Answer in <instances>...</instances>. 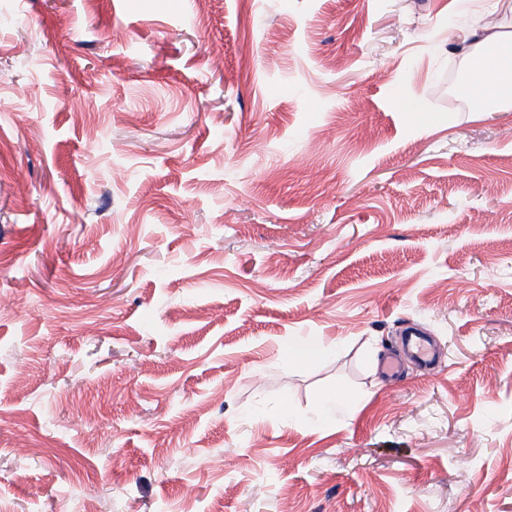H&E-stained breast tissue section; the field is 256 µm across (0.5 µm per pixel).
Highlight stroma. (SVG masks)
I'll return each instance as SVG.
<instances>
[{"label": "stroma", "instance_id": "1", "mask_svg": "<svg viewBox=\"0 0 512 512\" xmlns=\"http://www.w3.org/2000/svg\"><path fill=\"white\" fill-rule=\"evenodd\" d=\"M496 32L512 0H0V512H512ZM512 33H496L484 37L476 46L479 60L477 68L470 73L471 86L474 91L475 102L480 106L478 112H486V105L490 101L500 102L512 99V85L495 80V76L507 64L503 62V49L506 44L511 45Z\"/></svg>", "mask_w": 512, "mask_h": 512}]
</instances>
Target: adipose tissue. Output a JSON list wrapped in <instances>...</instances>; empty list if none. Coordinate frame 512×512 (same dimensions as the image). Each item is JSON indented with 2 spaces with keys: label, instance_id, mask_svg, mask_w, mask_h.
Returning <instances> with one entry per match:
<instances>
[{
  "label": "adipose tissue",
  "instance_id": "1",
  "mask_svg": "<svg viewBox=\"0 0 512 512\" xmlns=\"http://www.w3.org/2000/svg\"><path fill=\"white\" fill-rule=\"evenodd\" d=\"M512 43V33H496L484 37L477 45L478 66L470 73L475 101L479 106L489 102L512 99V85L497 81L496 76L504 69L503 49Z\"/></svg>",
  "mask_w": 512,
  "mask_h": 512
}]
</instances>
